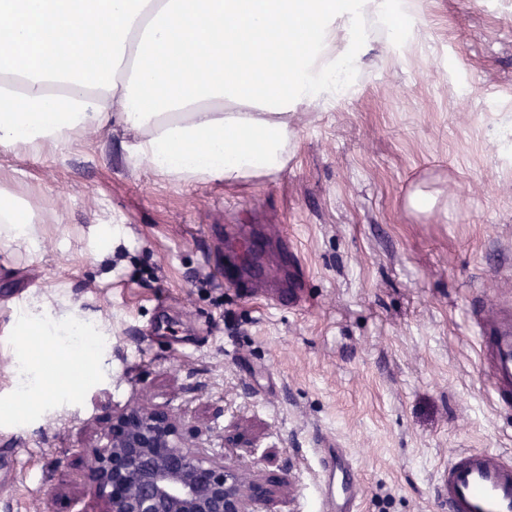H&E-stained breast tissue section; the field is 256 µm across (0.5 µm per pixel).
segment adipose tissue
Listing matches in <instances>:
<instances>
[{"mask_svg":"<svg viewBox=\"0 0 512 512\" xmlns=\"http://www.w3.org/2000/svg\"><path fill=\"white\" fill-rule=\"evenodd\" d=\"M192 14L205 21L188 26ZM378 0H0V150L34 156L119 134L130 163L181 181L235 184L281 171L296 112L341 93L367 52ZM285 56L288 68L274 69ZM27 201L0 189V239L38 242ZM17 403L48 389L19 346Z\"/></svg>","mask_w":512,"mask_h":512,"instance_id":"1","label":"adipose tissue"}]
</instances>
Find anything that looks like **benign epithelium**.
<instances>
[{
	"instance_id": "7a95c632",
	"label": "benign epithelium",
	"mask_w": 512,
	"mask_h": 512,
	"mask_svg": "<svg viewBox=\"0 0 512 512\" xmlns=\"http://www.w3.org/2000/svg\"><path fill=\"white\" fill-rule=\"evenodd\" d=\"M104 440L88 451L86 480L108 512H255L285 486L277 472L194 447L179 418L148 397L113 414Z\"/></svg>"
}]
</instances>
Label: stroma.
<instances>
[{"mask_svg": "<svg viewBox=\"0 0 512 512\" xmlns=\"http://www.w3.org/2000/svg\"><path fill=\"white\" fill-rule=\"evenodd\" d=\"M367 35L272 175L178 182L92 133L0 152V187L40 219L36 249L0 245V512H106L85 451L146 393L195 445L285 475L256 512H311L325 440L356 512H443L452 456L512 460L469 319L478 299L512 304V0H422L405 39ZM418 188L433 211L409 207ZM19 308L86 324L98 349L94 376L30 409L12 394Z\"/></svg>", "mask_w": 512, "mask_h": 512, "instance_id": "obj_1", "label": "stroma"}]
</instances>
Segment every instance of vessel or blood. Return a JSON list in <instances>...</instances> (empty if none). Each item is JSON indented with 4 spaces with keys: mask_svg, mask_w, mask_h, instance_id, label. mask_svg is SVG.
<instances>
[{
    "mask_svg": "<svg viewBox=\"0 0 512 512\" xmlns=\"http://www.w3.org/2000/svg\"><path fill=\"white\" fill-rule=\"evenodd\" d=\"M473 314L489 353L491 386L500 399H507L512 395V309L479 301ZM348 467L335 449L321 459V512H355L358 492L354 483L333 484L336 470ZM439 493L446 512H512V463L489 451L456 454L439 475Z\"/></svg>",
    "mask_w": 512,
    "mask_h": 512,
    "instance_id": "1",
    "label": "vessel or blood"
}]
</instances>
